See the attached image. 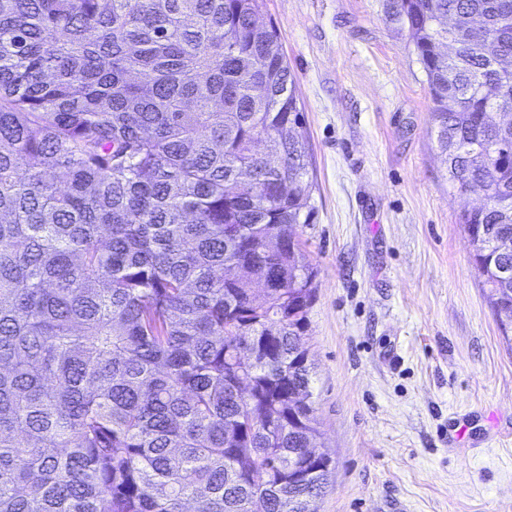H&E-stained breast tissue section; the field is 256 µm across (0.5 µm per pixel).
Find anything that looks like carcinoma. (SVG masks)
I'll return each instance as SVG.
<instances>
[{"instance_id":"1","label":"carcinoma","mask_w":512,"mask_h":512,"mask_svg":"<svg viewBox=\"0 0 512 512\" xmlns=\"http://www.w3.org/2000/svg\"><path fill=\"white\" fill-rule=\"evenodd\" d=\"M259 8L0 0V512H316L310 144ZM396 15L512 343V0Z\"/></svg>"}]
</instances>
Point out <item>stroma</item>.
I'll use <instances>...</instances> for the list:
<instances>
[{
	"label": "stroma",
	"instance_id": "1",
	"mask_svg": "<svg viewBox=\"0 0 512 512\" xmlns=\"http://www.w3.org/2000/svg\"><path fill=\"white\" fill-rule=\"evenodd\" d=\"M395 0H263L303 107L317 512H512V350L458 222ZM465 429L464 441L454 433Z\"/></svg>",
	"mask_w": 512,
	"mask_h": 512
}]
</instances>
